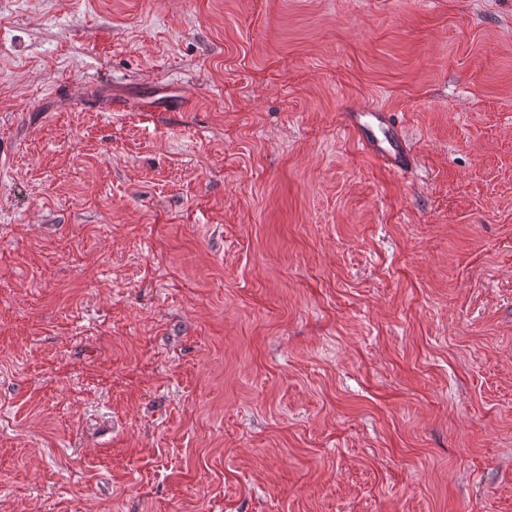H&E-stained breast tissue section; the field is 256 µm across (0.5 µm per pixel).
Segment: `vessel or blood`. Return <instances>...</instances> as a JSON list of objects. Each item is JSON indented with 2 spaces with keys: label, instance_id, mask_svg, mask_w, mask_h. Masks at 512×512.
I'll use <instances>...</instances> for the list:
<instances>
[{
  "label": "vessel or blood",
  "instance_id": "vessel-or-blood-1",
  "mask_svg": "<svg viewBox=\"0 0 512 512\" xmlns=\"http://www.w3.org/2000/svg\"><path fill=\"white\" fill-rule=\"evenodd\" d=\"M343 123L367 153L382 160L392 171L405 172L413 164L410 150L391 114L382 109L352 108Z\"/></svg>",
  "mask_w": 512,
  "mask_h": 512
}]
</instances>
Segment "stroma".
<instances>
[{
    "instance_id": "35a3bbf8",
    "label": "stroma",
    "mask_w": 512,
    "mask_h": 512,
    "mask_svg": "<svg viewBox=\"0 0 512 512\" xmlns=\"http://www.w3.org/2000/svg\"><path fill=\"white\" fill-rule=\"evenodd\" d=\"M0 512H512V0H0ZM343 123L356 135L364 151L382 160L392 171L402 173L412 166L410 149L389 112L350 108L343 113Z\"/></svg>"
}]
</instances>
